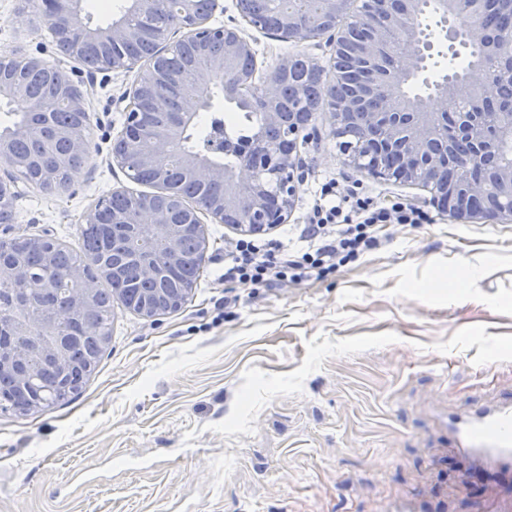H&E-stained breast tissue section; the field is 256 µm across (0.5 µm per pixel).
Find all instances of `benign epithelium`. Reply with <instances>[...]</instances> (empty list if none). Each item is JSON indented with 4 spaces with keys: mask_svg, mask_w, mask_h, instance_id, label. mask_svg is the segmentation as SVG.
I'll return each instance as SVG.
<instances>
[{
    "mask_svg": "<svg viewBox=\"0 0 512 512\" xmlns=\"http://www.w3.org/2000/svg\"><path fill=\"white\" fill-rule=\"evenodd\" d=\"M321 6L307 25L302 17L291 11H279L277 26L270 27L264 14L249 7L251 0H236L241 21L233 26H214L210 19L221 7L220 0H132L130 12L149 11L158 4L167 5L172 20L166 40L157 44L155 54L145 60L129 57L112 59V68L137 71L135 80L118 99L123 106L125 122L112 146L113 161L127 170L130 178L139 171L151 170L156 184L167 189L166 171L169 164L177 162L198 183L220 187L219 197L201 202H185V220L176 224L163 208L145 201L130 215L114 214L112 223L128 224L134 239H150L162 244L159 250L143 248L135 252L143 273L148 277L158 274V262L169 266L181 261L177 244L182 236L203 231L202 218L207 216L219 224H230L249 234L266 233L288 223L292 215L299 181L302 180L298 147L317 132L315 111L294 112L287 119L278 111L276 101L279 87L276 74L288 68V59L264 76L256 77L257 62H252L248 80L252 84L253 99L263 110V122L252 141L238 150V162L231 167L215 163L212 156L224 151L223 140L214 134L209 151L199 152L181 147L185 131L200 113L211 108L214 89L226 75L237 77L238 62L255 58L251 37L246 27L283 41L325 43L334 53L344 45V31L337 28V20L348 9L350 0H320ZM436 9L430 11L428 0H399L400 7L390 8V0H363V9L355 16V23L370 31L367 41L354 43L348 48L350 60L362 66L376 59L382 52L390 51L401 56V64L394 69L378 68L372 81L356 97L336 102L332 116L342 134L353 128L357 109L368 97L380 98L383 111L366 113L367 125L381 132L374 142L375 151L386 155L398 151L403 157V167L392 174L382 166L368 170L376 179H394L428 189L429 203L456 219L471 222L512 220V161L496 166L489 178L481 183L450 180L438 184L431 171L441 161H455L462 167L479 166L489 157H495L506 144H512V113L504 119L499 113L459 112L457 138L466 143L469 151L459 155L453 143L439 137V131L448 127V111L460 106V83L483 92L496 86L495 74L512 64V37L498 44L484 42L483 34L471 25L476 0H433ZM41 14L47 27L58 37L61 58L53 64L63 86L76 92L64 98V103L74 111H85L86 92L76 86L68 72L67 61L78 59V51L86 44H93L100 55L108 57L112 48L122 43H134L142 38V31L123 18L102 29H91L80 8V0H40ZM441 29L448 44L455 36L463 35L469 43L481 48V58L463 72H449L435 82L430 98L435 107L430 109L407 93V87L424 77L434 59V42L428 35L432 27ZM192 42L200 48L213 45L221 47V54L206 68L199 71L193 88L195 93H185L181 110L168 126L151 132L152 147L143 150L138 143L126 137L128 128L138 124L142 97L151 95L157 100L169 96L176 85V73L163 70L159 61L182 43ZM8 102L21 112H42L44 107L22 97L16 87L0 79V102ZM0 161L14 172L12 183L0 182L6 189L9 201L19 195L16 183H29L23 164L11 155L10 140L0 138ZM481 196L484 205L476 209L471 198ZM57 280L47 275L40 281L20 289L21 303L26 305L37 296L51 293ZM192 289L178 285L176 288H157L152 296L154 303L141 305L140 311H178L187 301ZM71 337L58 332L48 339L36 340L15 347L8 355L0 354V373L28 368L32 351L39 352L45 360L61 359L68 349Z\"/></svg>",
    "mask_w": 512,
    "mask_h": 512,
    "instance_id": "obj_1",
    "label": "benign epithelium"
}]
</instances>
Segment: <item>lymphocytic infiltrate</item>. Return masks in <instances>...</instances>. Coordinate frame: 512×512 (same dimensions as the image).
<instances>
[{
    "label": "lymphocytic infiltrate",
    "mask_w": 512,
    "mask_h": 512,
    "mask_svg": "<svg viewBox=\"0 0 512 512\" xmlns=\"http://www.w3.org/2000/svg\"><path fill=\"white\" fill-rule=\"evenodd\" d=\"M428 221L421 208L400 202L381 206L371 198L339 190L331 179L314 198L299 232L306 250L236 240L224 254V279L252 289L306 282L376 249L387 226Z\"/></svg>",
    "instance_id": "obj_1"
}]
</instances>
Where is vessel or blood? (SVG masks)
<instances>
[{"label": "vessel or blood", "mask_w": 512, "mask_h": 512, "mask_svg": "<svg viewBox=\"0 0 512 512\" xmlns=\"http://www.w3.org/2000/svg\"><path fill=\"white\" fill-rule=\"evenodd\" d=\"M441 423L451 450L465 463L512 479V398L475 403Z\"/></svg>", "instance_id": "vessel-or-blood-1"}]
</instances>
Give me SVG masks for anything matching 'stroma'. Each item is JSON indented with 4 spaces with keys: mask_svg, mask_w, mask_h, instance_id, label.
Instances as JSON below:
<instances>
[{
    "mask_svg": "<svg viewBox=\"0 0 512 512\" xmlns=\"http://www.w3.org/2000/svg\"><path fill=\"white\" fill-rule=\"evenodd\" d=\"M260 70L314 43L253 33ZM0 49L53 62L60 51L35 0H0ZM89 94L91 154L69 187L22 189L10 233L79 248L84 218L113 191L151 193L113 163L125 70L68 64ZM300 147L289 228L319 183L426 207L355 262L302 284L249 292L224 282V246L205 224L197 285L176 312L112 306V339L80 394L46 412L0 411V512H391L406 496L485 512L512 486L468 469L441 414L512 395V221L464 223L425 206L421 187L348 163L328 112ZM494 363L490 376L475 365Z\"/></svg>",
    "mask_w": 512,
    "mask_h": 512,
    "instance_id": "stroma-1",
    "label": "stroma"
}]
</instances>
